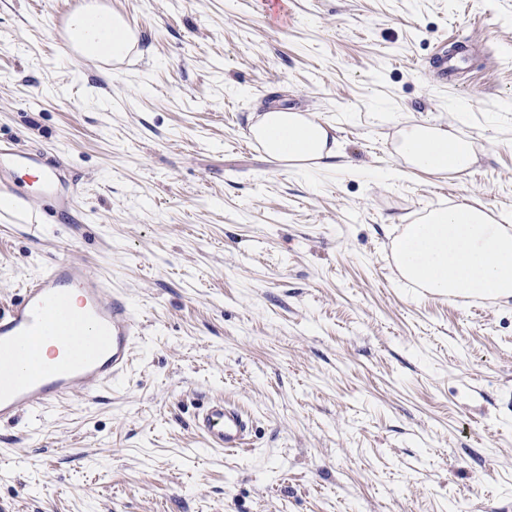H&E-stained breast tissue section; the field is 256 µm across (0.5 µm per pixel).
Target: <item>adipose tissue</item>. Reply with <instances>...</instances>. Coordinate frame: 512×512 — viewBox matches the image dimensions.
<instances>
[{"mask_svg":"<svg viewBox=\"0 0 512 512\" xmlns=\"http://www.w3.org/2000/svg\"><path fill=\"white\" fill-rule=\"evenodd\" d=\"M265 153L293 167H319L336 154L318 120L273 105L251 128ZM400 165L423 174L466 172L476 161L473 143L441 125L415 123L399 132ZM400 276L435 296L512 299V225L482 205L460 203L428 211L392 245Z\"/></svg>","mask_w":512,"mask_h":512,"instance_id":"adipose-tissue-1","label":"adipose tissue"}]
</instances>
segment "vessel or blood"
Listing matches in <instances>:
<instances>
[{
  "mask_svg": "<svg viewBox=\"0 0 512 512\" xmlns=\"http://www.w3.org/2000/svg\"><path fill=\"white\" fill-rule=\"evenodd\" d=\"M64 16L52 21L53 38L67 56L85 49ZM51 208L56 222L76 209L68 170L40 149L0 140V213L23 214L34 203ZM141 324L125 297L86 262L61 258L27 281L19 295L0 302V423L46 410L81 391L95 394L124 375L132 361ZM57 344L44 358L43 342ZM210 448L245 446L250 421L236 405L212 400L195 421Z\"/></svg>",
  "mask_w": 512,
  "mask_h": 512,
  "instance_id": "b4317fda",
  "label": "vessel or blood"
}]
</instances>
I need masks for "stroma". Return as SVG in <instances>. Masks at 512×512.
Masks as SVG:
<instances>
[{
  "mask_svg": "<svg viewBox=\"0 0 512 512\" xmlns=\"http://www.w3.org/2000/svg\"><path fill=\"white\" fill-rule=\"evenodd\" d=\"M292 2L281 27L255 0H96L136 28L108 77L53 44L71 0H0V138L80 195L67 224L0 217V301L66 254L142 321L95 399L0 424V512H512V301L408 287L391 253L434 208L512 217V0ZM273 104L336 157L253 146ZM412 123L454 125L473 167L388 177ZM214 397L248 447L208 448Z\"/></svg>",
  "mask_w": 512,
  "mask_h": 512,
  "instance_id": "35a3bbf8",
  "label": "stroma"
}]
</instances>
